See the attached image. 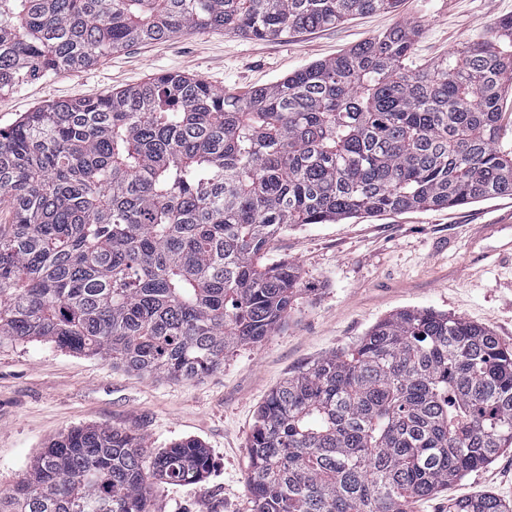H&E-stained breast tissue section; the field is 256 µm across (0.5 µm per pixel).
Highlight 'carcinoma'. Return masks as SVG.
Listing matches in <instances>:
<instances>
[{"instance_id": "1", "label": "carcinoma", "mask_w": 512, "mask_h": 512, "mask_svg": "<svg viewBox=\"0 0 512 512\" xmlns=\"http://www.w3.org/2000/svg\"><path fill=\"white\" fill-rule=\"evenodd\" d=\"M399 2L0 0V93L137 42L207 29L278 39ZM417 36L404 21L243 94L164 73L1 128L0 345L203 378L288 315L296 269L261 263L285 228L512 195L500 145L512 18L424 68ZM508 449L512 348L463 319L401 310L260 405L252 512H411ZM210 467L196 439L152 452L136 431L80 426L0 492V512H151L156 485ZM511 508L490 493L448 504Z\"/></svg>"}]
</instances>
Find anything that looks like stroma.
Here are the masks:
<instances>
[{
    "label": "stroma",
    "mask_w": 512,
    "mask_h": 512,
    "mask_svg": "<svg viewBox=\"0 0 512 512\" xmlns=\"http://www.w3.org/2000/svg\"><path fill=\"white\" fill-rule=\"evenodd\" d=\"M511 16L512 0H401L392 13L281 39L204 30L134 43L94 67L37 77L0 95V128L38 106L102 96L167 72L244 93L402 21L417 24L413 62L426 66ZM511 208L503 196L284 230L264 261L297 269L291 310L262 343L231 350L223 370L200 380L139 375L36 341L0 346V492L23 478L52 438L95 424L138 431L156 449L192 437L208 450L210 475L159 485L154 512H251L247 444L257 410L303 366L350 349L380 320L413 308L464 318L512 346V259L487 258L512 248V223L502 221ZM476 493L512 502V450L412 510L448 512L449 499Z\"/></svg>",
    "instance_id": "obj_1"
}]
</instances>
